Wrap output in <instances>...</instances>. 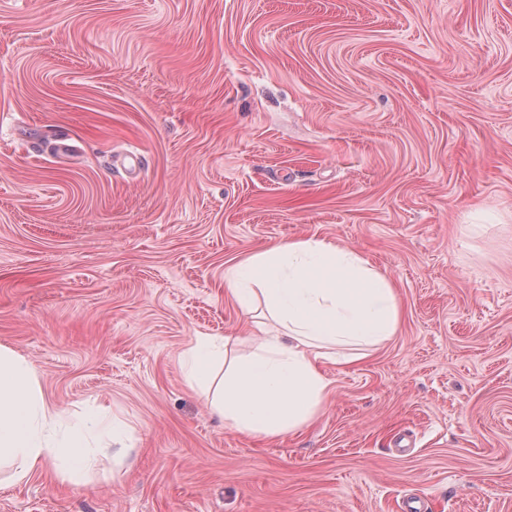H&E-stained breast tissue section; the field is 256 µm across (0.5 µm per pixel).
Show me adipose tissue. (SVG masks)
I'll return each mask as SVG.
<instances>
[{
  "label": "adipose tissue",
  "instance_id": "obj_1",
  "mask_svg": "<svg viewBox=\"0 0 512 512\" xmlns=\"http://www.w3.org/2000/svg\"><path fill=\"white\" fill-rule=\"evenodd\" d=\"M226 293L247 313L264 308L261 336L245 355L235 336H199L183 354L188 384L213 413L239 431L266 439L302 426L321 410L330 387L324 367L364 360L398 332L396 288L361 254L315 237L280 242L224 274ZM46 402L32 365L0 345V468L20 482L46 463L78 484L95 460L102 420L66 423Z\"/></svg>",
  "mask_w": 512,
  "mask_h": 512
}]
</instances>
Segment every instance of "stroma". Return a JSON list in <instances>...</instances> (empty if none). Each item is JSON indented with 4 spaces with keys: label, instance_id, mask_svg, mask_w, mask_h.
Returning <instances> with one entry per match:
<instances>
[{
    "label": "stroma",
    "instance_id": "35a3bbf8",
    "mask_svg": "<svg viewBox=\"0 0 512 512\" xmlns=\"http://www.w3.org/2000/svg\"><path fill=\"white\" fill-rule=\"evenodd\" d=\"M313 236L402 322L254 438L182 355L249 352L225 270ZM1 344L128 434L0 512H512V0H0Z\"/></svg>",
    "mask_w": 512,
    "mask_h": 512
}]
</instances>
